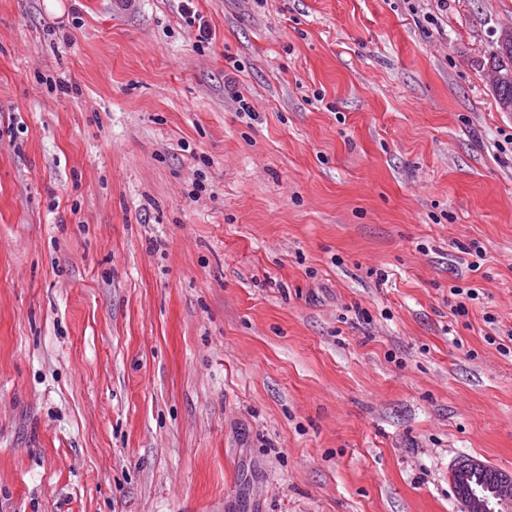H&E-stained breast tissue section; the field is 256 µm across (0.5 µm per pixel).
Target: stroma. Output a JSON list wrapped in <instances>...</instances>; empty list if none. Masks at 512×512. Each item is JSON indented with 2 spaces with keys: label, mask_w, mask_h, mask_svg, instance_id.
I'll list each match as a JSON object with an SVG mask.
<instances>
[{
  "label": "stroma",
  "mask_w": 512,
  "mask_h": 512,
  "mask_svg": "<svg viewBox=\"0 0 512 512\" xmlns=\"http://www.w3.org/2000/svg\"><path fill=\"white\" fill-rule=\"evenodd\" d=\"M195 5L0 0V512H459L512 473V0ZM181 2L182 16H185V20L197 28L198 34L195 35L196 42L201 45L209 43L208 40L211 39L212 34L209 22L194 9L193 0H182ZM486 464L476 459H466L455 465L450 471V480L460 490L458 502L460 512H492L493 504L501 507L512 505V475L501 473L497 481L483 486V492L473 487L482 482Z\"/></svg>",
  "instance_id": "35a3bbf8"
}]
</instances>
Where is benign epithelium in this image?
<instances>
[{"instance_id": "7a95c632", "label": "benign epithelium", "mask_w": 512, "mask_h": 512, "mask_svg": "<svg viewBox=\"0 0 512 512\" xmlns=\"http://www.w3.org/2000/svg\"><path fill=\"white\" fill-rule=\"evenodd\" d=\"M486 464L476 459H466L450 471V480L460 490V512H494L495 507L512 505V475L502 473L497 481L479 492L474 484L482 482Z\"/></svg>"}]
</instances>
